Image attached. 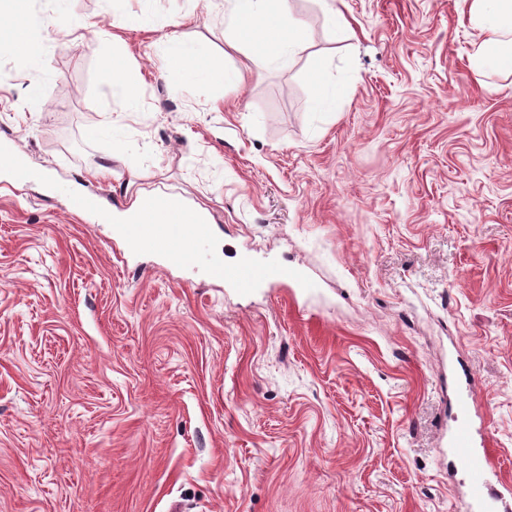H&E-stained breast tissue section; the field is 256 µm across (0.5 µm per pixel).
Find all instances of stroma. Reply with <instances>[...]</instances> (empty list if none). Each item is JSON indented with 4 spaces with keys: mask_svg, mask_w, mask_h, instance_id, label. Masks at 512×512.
Instances as JSON below:
<instances>
[{
    "mask_svg": "<svg viewBox=\"0 0 512 512\" xmlns=\"http://www.w3.org/2000/svg\"><path fill=\"white\" fill-rule=\"evenodd\" d=\"M289 4L284 65L228 53L224 0H72L76 29L29 0L43 66L0 47V154L32 172L0 165V512H470L438 445L469 376L512 480V74L476 62L467 0H340L341 30ZM172 34L243 81L162 76ZM141 189L307 287L241 293L68 208ZM325 70L326 61L323 59L316 61L311 70L312 82L316 91L314 107L320 110L329 108L336 95L335 87L324 76ZM109 84L112 90V95L121 99L128 110L131 112L138 110L141 96V85L138 79L135 77H117L113 72V76L110 78Z\"/></svg>",
    "mask_w": 512,
    "mask_h": 512,
    "instance_id": "35a3bbf8",
    "label": "stroma"
}]
</instances>
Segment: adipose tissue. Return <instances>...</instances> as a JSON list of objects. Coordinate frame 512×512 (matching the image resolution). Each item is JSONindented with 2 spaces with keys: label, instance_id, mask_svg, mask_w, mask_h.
<instances>
[{
  "label": "adipose tissue",
  "instance_id": "adipose-tissue-1",
  "mask_svg": "<svg viewBox=\"0 0 512 512\" xmlns=\"http://www.w3.org/2000/svg\"><path fill=\"white\" fill-rule=\"evenodd\" d=\"M233 25L227 43L247 58L288 62L301 50L304 28L294 20L288 0H228ZM470 17L480 36L477 62L491 70L512 71V0H471ZM165 56L168 73L187 82H235L240 72L216 68L203 46L184 45L170 37ZM209 220L206 209L189 206L183 198H161L142 190L130 194L124 210L112 213L115 224H197Z\"/></svg>",
  "mask_w": 512,
  "mask_h": 512
}]
</instances>
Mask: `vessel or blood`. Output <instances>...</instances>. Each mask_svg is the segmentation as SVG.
Wrapping results in <instances>:
<instances>
[{
    "mask_svg": "<svg viewBox=\"0 0 512 512\" xmlns=\"http://www.w3.org/2000/svg\"><path fill=\"white\" fill-rule=\"evenodd\" d=\"M210 236L205 224H128L123 237L135 245L151 244L176 265H190L197 260L201 243ZM211 277L228 283L239 291L247 292L264 284L300 281V274L291 268L267 262H258L241 256L232 266L222 261H212ZM472 397L471 387H464L457 401L454 415L455 429L452 436L454 454L463 466L471 496L472 512H496V504L503 500L501 490L491 486L488 474L493 469L494 456L489 440H475L467 411Z\"/></svg>",
    "mask_w": 512,
    "mask_h": 512,
    "instance_id": "b4317fda",
    "label": "vessel or blood"
}]
</instances>
